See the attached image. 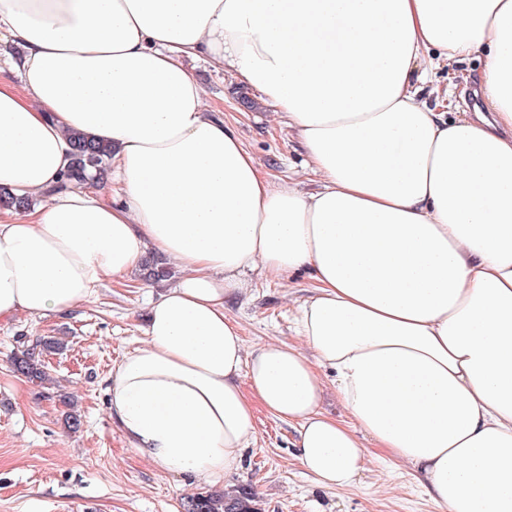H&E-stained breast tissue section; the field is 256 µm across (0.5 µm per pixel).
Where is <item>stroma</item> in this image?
<instances>
[{"mask_svg": "<svg viewBox=\"0 0 512 512\" xmlns=\"http://www.w3.org/2000/svg\"><path fill=\"white\" fill-rule=\"evenodd\" d=\"M481 62L469 58L454 68L429 73L431 87L464 92V79ZM203 87L205 103L233 120L245 145L270 174L302 189L305 151L278 122L275 105L260 91L199 58L188 62ZM465 94L464 107L480 100ZM249 292L232 303L247 349L271 341L298 343L297 310L309 291L307 274L292 277L251 273ZM169 279L143 280L131 274L104 281L90 302L60 315H19L0 321V512H185L202 484L155 470L129 448L108 409L106 389L113 365L145 339L146 301ZM40 337L63 342L43 354L47 383L30 381L11 363ZM81 416L69 431V411ZM297 426L257 409L255 432L240 471L225 487L251 485L264 512H438L410 466L390 464L385 453L368 448L367 470L347 488L320 486L297 458Z\"/></svg>", "mask_w": 512, "mask_h": 512, "instance_id": "stroma-1", "label": "stroma"}]
</instances>
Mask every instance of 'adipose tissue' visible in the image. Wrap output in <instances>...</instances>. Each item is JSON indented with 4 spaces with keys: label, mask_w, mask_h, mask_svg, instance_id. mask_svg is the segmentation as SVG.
Returning <instances> with one entry per match:
<instances>
[{
    "label": "adipose tissue",
    "mask_w": 512,
    "mask_h": 512,
    "mask_svg": "<svg viewBox=\"0 0 512 512\" xmlns=\"http://www.w3.org/2000/svg\"><path fill=\"white\" fill-rule=\"evenodd\" d=\"M0 33V188L42 199L0 211V319L68 312L150 250L182 271L108 379L129 448L219 483L262 407L323 487L371 442L438 512H512V0H0ZM201 55L275 104L315 192L206 111ZM474 55L483 111L429 105L422 64ZM74 132L111 145L113 194L57 190ZM257 269L307 270L300 345L246 353L227 305Z\"/></svg>",
    "instance_id": "ef3b65f1"
}]
</instances>
